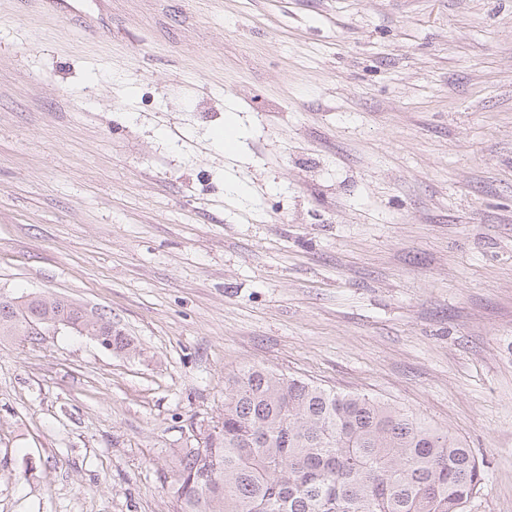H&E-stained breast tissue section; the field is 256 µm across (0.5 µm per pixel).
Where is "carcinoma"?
<instances>
[{
	"label": "carcinoma",
	"instance_id": "cac0c4a2",
	"mask_svg": "<svg viewBox=\"0 0 512 512\" xmlns=\"http://www.w3.org/2000/svg\"><path fill=\"white\" fill-rule=\"evenodd\" d=\"M77 312L26 297L0 337ZM484 484L448 429L367 394L257 365L225 376L224 422L174 458L173 512H466Z\"/></svg>",
	"mask_w": 512,
	"mask_h": 512
}]
</instances>
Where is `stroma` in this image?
<instances>
[{
	"instance_id": "35a3bbf8",
	"label": "stroma",
	"mask_w": 512,
	"mask_h": 512,
	"mask_svg": "<svg viewBox=\"0 0 512 512\" xmlns=\"http://www.w3.org/2000/svg\"><path fill=\"white\" fill-rule=\"evenodd\" d=\"M81 9L0 0V297L135 351L0 339V512H172L245 364L448 428L512 512V0ZM97 316L99 318V323L94 329H82L78 324H73L71 320L67 319H56L53 321H40V322H46L48 324H52L53 326H59L62 325L64 327L73 329L80 333L81 335L88 336L89 338L97 341L103 348L106 350L113 351L114 352H123L128 350L131 345L130 340L127 336H125L124 333L120 330H113L112 328V320L107 317L106 315L102 313H97ZM111 335H112V341H111Z\"/></svg>"
}]
</instances>
